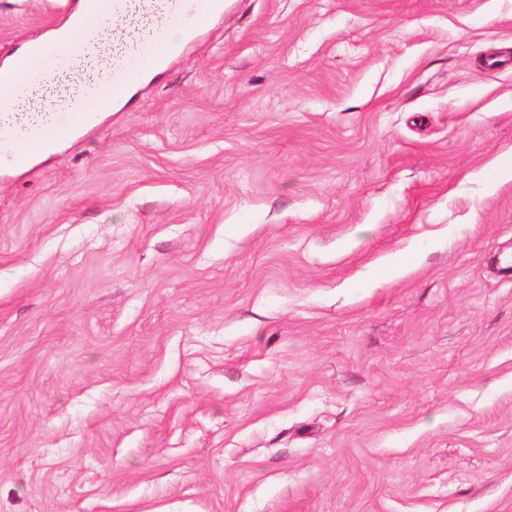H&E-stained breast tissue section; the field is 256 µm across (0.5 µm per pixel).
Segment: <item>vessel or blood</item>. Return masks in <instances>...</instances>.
<instances>
[{"mask_svg":"<svg viewBox=\"0 0 512 512\" xmlns=\"http://www.w3.org/2000/svg\"><path fill=\"white\" fill-rule=\"evenodd\" d=\"M223 12L224 0H88L86 13L72 25L66 38L70 59L100 52L101 27L97 15L119 21L139 14L147 18L148 25L108 62L103 77L85 85L79 97L70 101L54 121L43 125L1 124L0 154L37 149L59 129L80 121H94L104 98L127 93L145 74L163 66L180 52L185 42L196 37L197 28L189 24L193 16L216 18ZM59 65L56 50L36 47L14 82L0 87V112L13 111L27 98L32 85L54 74Z\"/></svg>","mask_w":512,"mask_h":512,"instance_id":"1","label":"vessel or blood"}]
</instances>
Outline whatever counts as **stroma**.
Instances as JSON below:
<instances>
[{"label":"stroma","instance_id":"obj_1","mask_svg":"<svg viewBox=\"0 0 512 512\" xmlns=\"http://www.w3.org/2000/svg\"><path fill=\"white\" fill-rule=\"evenodd\" d=\"M77 3L0 0V62ZM492 55L512 0H227L0 166V512H512Z\"/></svg>","mask_w":512,"mask_h":512}]
</instances>
